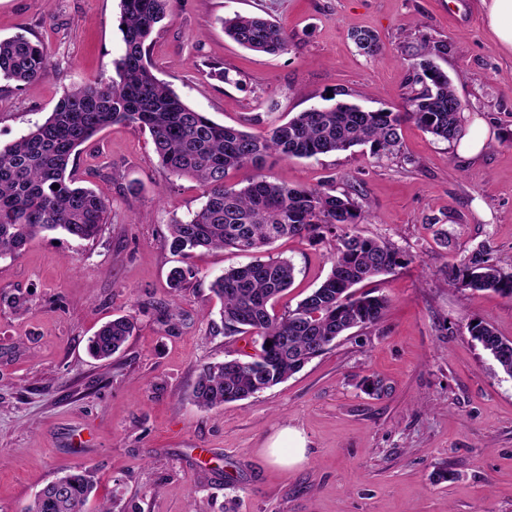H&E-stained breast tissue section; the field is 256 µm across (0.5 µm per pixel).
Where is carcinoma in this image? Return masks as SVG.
I'll return each mask as SVG.
<instances>
[{
	"label": "carcinoma",
	"mask_w": 512,
	"mask_h": 512,
	"mask_svg": "<svg viewBox=\"0 0 512 512\" xmlns=\"http://www.w3.org/2000/svg\"><path fill=\"white\" fill-rule=\"evenodd\" d=\"M119 25L124 54L115 61L116 79L72 88L46 120L16 141L0 146V257L19 254L38 234L57 229L90 240L107 213L93 190L75 185L68 168L78 148L113 124L149 131L161 165L175 177H190L205 202L193 217L168 225L165 245L174 253L234 248L257 252L282 237L336 240L330 274L295 308L279 315L275 303L295 280L290 260L270 257L231 268L215 279L213 293L222 303L224 335L251 333L259 350L247 359L206 364L196 375L191 398L200 409L242 401L284 382L322 355L353 328L377 326L388 300L369 288L373 279L400 268L404 255L394 245L362 236L356 226L368 221L346 192L333 186L297 188L256 175L236 188L229 175L243 167L259 169L266 158H311L367 145L378 160L400 150L401 126L409 121L439 140L451 143L466 132L461 102L431 56L445 53L438 42L427 47L408 97V109L364 110L337 103L310 108L262 137L213 122L185 103L151 71L147 42L169 16L172 0H120ZM224 33L241 47L277 55L288 49V34L267 18L236 14L222 19ZM369 57L381 50L369 31L355 34ZM49 66L42 44L18 35L0 39V76L17 83L41 79ZM193 278L191 267L170 271L178 292ZM451 284L471 291H492L512 298V273L502 270L491 251L480 246L457 265ZM135 330L128 317L102 325L89 339L88 351L107 360L120 351ZM477 341L512 377V341L488 323H468ZM94 485L89 471L77 467L44 486L26 512H85Z\"/></svg>",
	"instance_id": "1"
}]
</instances>
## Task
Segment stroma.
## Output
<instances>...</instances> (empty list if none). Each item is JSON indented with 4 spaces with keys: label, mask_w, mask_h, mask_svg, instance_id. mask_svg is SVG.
<instances>
[{
    "label": "stroma",
    "mask_w": 512,
    "mask_h": 512,
    "mask_svg": "<svg viewBox=\"0 0 512 512\" xmlns=\"http://www.w3.org/2000/svg\"><path fill=\"white\" fill-rule=\"evenodd\" d=\"M237 13L280 24L287 51L257 54L225 36L221 18ZM119 20L120 0H0V39L42 43L50 65L27 85L0 80V145L44 122L71 88L111 81ZM357 30L378 35V56L359 51ZM438 41L463 123L482 118L492 139L466 159L409 122L400 152L379 160L365 146L268 159L271 180L349 192L370 216L358 232L408 263L376 279L389 300L378 328L349 331L244 401L204 410L190 390L201 365L259 350L252 334L225 335L211 291L250 255L185 258L165 246L172 220L204 199L160 165L148 131L112 125L82 146L75 175L107 204L97 238L46 232L0 257V512H23L79 466L95 482L87 512L104 501L114 512H512V377L467 332L481 320L512 340V299L448 284L449 266L481 245L512 272V53L480 0H173L149 51L155 76L192 108L260 135L339 102L404 111L413 66ZM215 61L225 80L210 76ZM334 247L294 237L264 249L295 266L276 312L322 283ZM185 264L194 276L172 295L168 274ZM121 316L136 324L124 349L93 359L89 337ZM367 378L382 391L364 393ZM284 425L308 441L293 469L264 455Z\"/></svg>",
    "instance_id": "1"
}]
</instances>
